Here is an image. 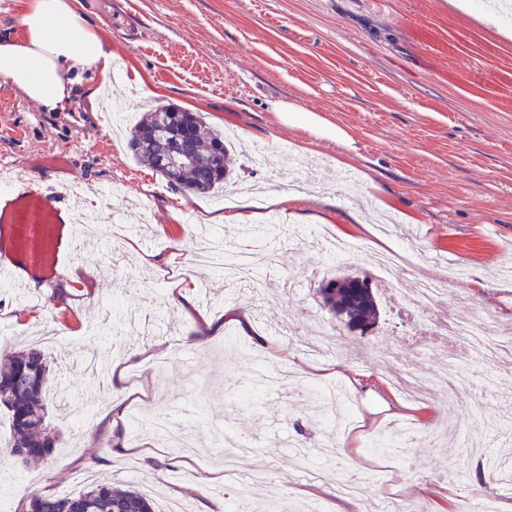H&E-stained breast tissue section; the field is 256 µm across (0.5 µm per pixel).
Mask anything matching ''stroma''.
<instances>
[{"label":"stroma","instance_id":"stroma-1","mask_svg":"<svg viewBox=\"0 0 512 512\" xmlns=\"http://www.w3.org/2000/svg\"><path fill=\"white\" fill-rule=\"evenodd\" d=\"M112 45L113 68L135 85L132 93L103 87L89 101L83 73L69 110L50 112L17 88L0 83V165L19 177L41 152L66 151L77 177L103 189L122 209L123 241L81 240L64 308L49 291L34 293L0 282V350L33 348L32 333L57 332L56 348L42 347L50 386L48 406L59 433L50 462L0 456V474L19 476L5 512H21L33 493L74 495L70 477L92 472L150 494L156 506L176 501L189 512L210 506L227 512L238 494L224 477V446L210 431L244 436L251 455L233 459L238 478L255 469L272 476L269 503L295 512H333L335 488L311 478L306 460L336 444L359 455L353 474L361 507L388 493L403 507L458 512L462 495L475 503L512 506V492L479 484V466L512 460V401L496 376L512 378V364L490 370L467 362L474 383L453 411L444 448L408 447L409 466L380 473L363 456L365 434L388 422L424 433L444 413L448 389L437 355L414 334L403 287L372 279L379 300L377 326L360 336L358 352L320 343L319 325L333 319L315 296L312 275L342 266L320 246L318 231L358 245V271L374 254L396 252L414 275L436 258L435 272L451 279L442 302L450 319L492 310L512 326V25L477 10L473 0H78ZM173 103L202 113L209 126L242 145L234 180L212 194L172 188L127 149L125 130L149 105ZM291 103L345 130L339 142L282 123L275 108ZM250 183L266 188L251 211L236 198ZM286 196L271 206L269 194ZM213 232L228 247L247 241L273 251L277 268L266 287H228L218 273L192 262L194 230L214 212ZM168 256L163 267L151 256ZM188 291L198 307L221 316L225 307L248 311L266 337L258 349L234 324L203 334L173 303ZM299 332L280 336L286 323ZM392 350L390 362L379 353ZM291 371L288 384L266 389L253 359ZM123 367L120 390L113 366ZM424 370L419 398L393 383L398 371ZM339 382L356 403L359 430L337 437L330 420L338 404L309 389V373ZM165 417L173 429L194 419L191 448H169L149 432L132 436L128 416ZM120 423H113V416ZM487 430L485 455L468 451L476 423ZM458 480L444 481L448 470Z\"/></svg>","mask_w":512,"mask_h":512}]
</instances>
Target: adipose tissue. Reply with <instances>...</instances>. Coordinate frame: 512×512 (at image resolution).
Instances as JSON below:
<instances>
[{
	"label": "adipose tissue",
	"instance_id": "obj_1",
	"mask_svg": "<svg viewBox=\"0 0 512 512\" xmlns=\"http://www.w3.org/2000/svg\"><path fill=\"white\" fill-rule=\"evenodd\" d=\"M24 41L0 39V80L51 112L65 110L82 72L112 70V46L73 0H30Z\"/></svg>",
	"mask_w": 512,
	"mask_h": 512
}]
</instances>
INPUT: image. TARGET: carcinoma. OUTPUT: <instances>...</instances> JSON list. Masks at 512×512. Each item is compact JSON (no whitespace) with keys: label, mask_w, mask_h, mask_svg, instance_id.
<instances>
[{"label":"carcinoma","mask_w":512,"mask_h":512,"mask_svg":"<svg viewBox=\"0 0 512 512\" xmlns=\"http://www.w3.org/2000/svg\"><path fill=\"white\" fill-rule=\"evenodd\" d=\"M129 149L168 185L206 194L224 185L234 159L224 134L198 112L169 104L145 113L132 128ZM185 152L190 165L173 166L171 154ZM320 306L350 331L365 332L379 321V304L366 276L341 271L316 289ZM49 368L30 349L0 355V407L10 416L9 453L23 461L51 459L58 436L46 419ZM22 512H156L153 500L135 489L96 479L74 496L29 495Z\"/></svg>","instance_id":"carcinoma-1"}]
</instances>
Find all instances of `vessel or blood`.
Wrapping results in <instances>:
<instances>
[{
  "label": "vessel or blood",
  "mask_w": 512,
  "mask_h": 512,
  "mask_svg": "<svg viewBox=\"0 0 512 512\" xmlns=\"http://www.w3.org/2000/svg\"><path fill=\"white\" fill-rule=\"evenodd\" d=\"M33 164L46 171L71 168L69 155L54 150L40 153ZM82 233L77 204L66 192L33 178L9 181L0 191V279L16 281L22 266L55 281L76 260Z\"/></svg>",
  "instance_id": "vessel-or-blood-1"
}]
</instances>
